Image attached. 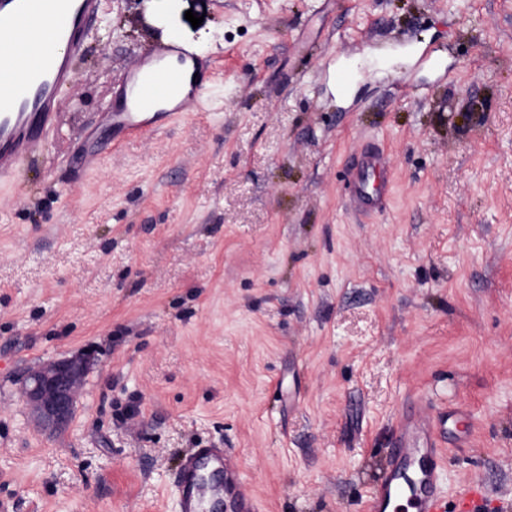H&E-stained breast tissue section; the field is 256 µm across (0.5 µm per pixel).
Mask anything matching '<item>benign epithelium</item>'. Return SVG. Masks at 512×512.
<instances>
[{
  "label": "benign epithelium",
  "mask_w": 512,
  "mask_h": 512,
  "mask_svg": "<svg viewBox=\"0 0 512 512\" xmlns=\"http://www.w3.org/2000/svg\"><path fill=\"white\" fill-rule=\"evenodd\" d=\"M87 370L88 365L83 360L61 359L30 375L26 399L43 425L61 428L71 421L76 389Z\"/></svg>",
  "instance_id": "obj_1"
}]
</instances>
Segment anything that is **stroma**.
Masks as SVG:
<instances>
[{"label":"stroma","mask_w":512,"mask_h":512,"mask_svg":"<svg viewBox=\"0 0 512 512\" xmlns=\"http://www.w3.org/2000/svg\"><path fill=\"white\" fill-rule=\"evenodd\" d=\"M166 44L202 58L203 99L112 132ZM85 47L0 180V512H178L210 444L261 512H364L419 395L470 418L449 505L477 478L512 512V0H101ZM367 145L392 169L376 214L343 182ZM72 356L91 366L48 433L24 381Z\"/></svg>","instance_id":"35a3bbf8"}]
</instances>
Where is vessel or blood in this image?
Listing matches in <instances>:
<instances>
[{
	"mask_svg": "<svg viewBox=\"0 0 512 512\" xmlns=\"http://www.w3.org/2000/svg\"><path fill=\"white\" fill-rule=\"evenodd\" d=\"M99 10V0H0V46L24 52L22 66L0 68V177L13 174L32 155L57 115L59 93L73 80L75 59L85 47V28ZM179 67L145 71L135 65L125 83L132 105L107 113L110 128L130 133L160 130L168 112L149 106L174 96L184 75L181 64L201 70L195 54L169 45ZM348 188L357 208L381 210L388 196L387 162L379 151L361 154L349 173ZM448 413H434L428 400L416 397L400 415L384 466L366 499V512H446L442 476ZM239 463L224 449L197 448L187 454L177 484L180 512H201L204 503L223 501L227 512H256L243 489Z\"/></svg>",
	"mask_w": 512,
	"mask_h": 512,
	"instance_id": "vessel-or-blood-1",
	"label": "vessel or blood"
}]
</instances>
